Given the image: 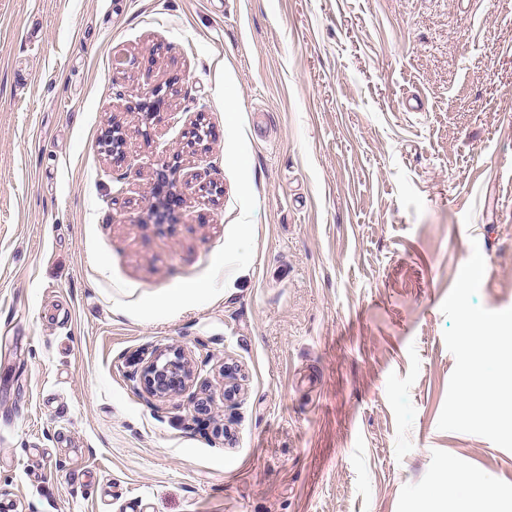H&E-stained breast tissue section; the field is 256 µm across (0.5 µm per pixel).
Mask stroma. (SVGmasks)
<instances>
[{"instance_id": "35a3bbf8", "label": "stroma", "mask_w": 512, "mask_h": 512, "mask_svg": "<svg viewBox=\"0 0 512 512\" xmlns=\"http://www.w3.org/2000/svg\"><path fill=\"white\" fill-rule=\"evenodd\" d=\"M200 117L213 149L177 176L222 196L156 222L154 160ZM476 249L475 303L512 308V0H0V495L21 512H512V451L438 428L441 306ZM171 347L195 377L150 396ZM452 461L475 485L444 486ZM152 96L154 97L153 101H149L148 103L143 101L140 103L139 107L141 122L145 125L152 123V121L159 116L160 112H166L168 108L165 97L167 94H161V89H155ZM102 141L106 151L112 155V161H121L126 148V136L123 125L117 122L112 123Z\"/></svg>"}]
</instances>
